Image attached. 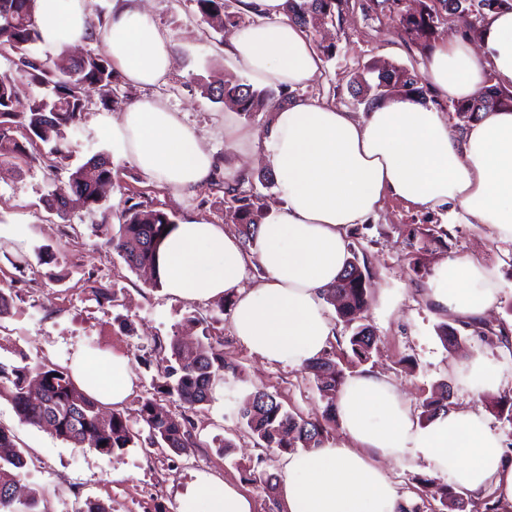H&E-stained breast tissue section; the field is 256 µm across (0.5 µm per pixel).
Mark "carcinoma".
I'll return each mask as SVG.
<instances>
[{
	"instance_id": "carcinoma-1",
	"label": "carcinoma",
	"mask_w": 512,
	"mask_h": 512,
	"mask_svg": "<svg viewBox=\"0 0 512 512\" xmlns=\"http://www.w3.org/2000/svg\"><path fill=\"white\" fill-rule=\"evenodd\" d=\"M34 2L0 0V55L12 57L14 64V72L0 75V165L21 169L39 161L56 169L71 157L67 132L78 128L88 109V88L104 91L101 104L108 109L119 101V74L106 53L91 52L72 62L64 48L54 58L34 54L31 46L41 40L34 18ZM192 2L200 22L216 33L242 20L239 0ZM372 2L398 21L410 37L434 34L445 16H453L466 29L475 30L493 11V5H498L500 10L512 9V0H486L483 10L472 8L471 0ZM348 8L349 0H286L285 16L310 35L322 24L343 18ZM18 78L48 90V94L34 98L23 112L15 107L14 88ZM356 84L362 94L360 103L367 111L394 96L425 101L420 87L422 75L413 68L373 65L356 77ZM203 88L212 101L245 115L260 111L264 98L272 93L270 89L259 90L231 80L216 85L207 83ZM504 105H512V91L492 84L471 101L454 104L452 108L476 120L481 113ZM19 129L25 131L27 142L38 141L47 151L30 153L14 135ZM67 173V180L48 194V210L62 220L77 208L101 211L99 228L105 233L112 232L109 238L112 250L132 269H156L157 250L167 235L165 229L174 228L176 221L144 201H134L132 196L118 212L102 208L101 190L112 183L114 172L112 163L101 153L67 169ZM211 186L223 193L232 219L242 224V244L245 250H250L258 241V226L264 216L263 196L254 190L252 179L247 176L230 180L218 175ZM369 299L370 275L354 256L346 261L336 285L328 291L327 301L334 306L338 320L352 329L348 348L351 363L356 366L370 360L376 343L370 327L353 326L363 318ZM156 345L170 348L174 364L152 382V389L156 394L174 398L180 407L177 414L161 407L155 399L147 398L137 417L132 419L122 411L107 410L100 401L83 392L68 370L46 365L32 368L23 362L0 361V399L10 401L21 422L46 427L76 448L89 447L116 454L145 440L151 447L181 453L196 446L194 415L210 401L213 386L229 374L236 375L239 365L224 358L222 342L207 334L197 341L190 360L183 355L177 332L169 344L158 340ZM304 370L326 402L322 418L309 419L294 413L276 395L257 387L238 405L237 414L258 447L290 454L298 448H318L327 440L331 425L336 423V395L346 379L344 367L336 361V353L328 351L308 362ZM34 385L41 393L36 401L29 399ZM450 405V387L440 383L423 401V413L433 417L448 410ZM145 429L148 436L144 439ZM26 465L27 459L15 443L14 435L0 428V512H45L44 490L31 488L23 497L13 496L25 475ZM250 476L268 490L271 512H282L277 478L256 468ZM423 488L439 502V512H464V499L453 487L425 479Z\"/></svg>"
}]
</instances>
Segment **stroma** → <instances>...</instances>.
Instances as JSON below:
<instances>
[{
    "label": "stroma",
    "instance_id": "obj_1",
    "mask_svg": "<svg viewBox=\"0 0 512 512\" xmlns=\"http://www.w3.org/2000/svg\"><path fill=\"white\" fill-rule=\"evenodd\" d=\"M343 21L324 25L318 37L334 43L336 53L323 59L315 80L300 95L336 105L360 118L365 114L354 93L353 80L363 68L393 64L426 72L428 49L422 38L408 37L389 17L370 10V0H351ZM154 21L166 29L178 50L168 84L161 93L168 106L204 135L219 160L222 173L232 178L240 167L259 174L260 159L238 155L224 141V104L211 101L202 86L219 80H238L224 62L227 33L201 24L192 0H144ZM89 108L78 131L71 133L72 165L91 155L112 151V135L100 116L119 117L124 104L103 108L101 92H87ZM112 188L106 202L120 208L127 196L144 193L152 206L183 219L196 215L223 225L238 235L222 193L202 187L180 195L144 176L132 163L116 158ZM67 178L66 171L45 165L17 170L0 166V225L26 227L23 243L0 238V288L10 289L13 303L0 317V359L25 354L30 365L65 366L80 348L110 349L126 354L137 388L124 404L136 416L152 379L169 364V351L156 349L155 338L179 332L184 346H194L203 330L224 341V355L240 366L238 377L226 378L211 402L195 417L197 446L175 455L149 446L127 449L115 456L90 448H76L50 431L22 423L12 404L0 399V427L8 429L22 448L26 485L44 488L48 512H82L87 500L110 503L112 512H178L179 497L207 473L243 492L254 512H267L269 501L261 484L250 481L252 467L283 475L285 454L256 447L237 415L238 403L254 388L276 394L290 411L306 418L320 417L325 402L303 370L266 364L252 355L232 332V305L216 301H185L165 288L154 287L150 271L130 269L113 252L99 229V212L79 210L61 220L44 199ZM445 230L443 243L427 238L428 230ZM349 249L365 263L371 277V297L364 322L377 344L370 369L386 376L409 399L414 414L433 387L448 382L454 406L480 405L491 416L506 446H512V422L498 413L497 403L512 399V385L473 396L464 390L454 368L475 356L487 357L512 371V349L483 337L482 328L460 326L451 314L429 306L425 292L436 267L450 258L469 256L496 267L501 284L498 303L485 317V326L498 329L512 323V243L495 238L480 224H453L446 213L420 210L393 198L385 199L375 218L349 233ZM114 294L106 301L104 293ZM203 319L200 327H186L188 317ZM456 328L461 344L447 348L439 336L441 325ZM232 449H225V442ZM398 495L419 504L420 512H437L439 504L426 496L420 481L429 472L422 459L387 467Z\"/></svg>",
    "mask_w": 512,
    "mask_h": 512
}]
</instances>
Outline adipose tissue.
I'll return each mask as SVG.
<instances>
[{"label":"adipose tissue","instance_id":"obj_1","mask_svg":"<svg viewBox=\"0 0 512 512\" xmlns=\"http://www.w3.org/2000/svg\"><path fill=\"white\" fill-rule=\"evenodd\" d=\"M285 0H239L248 18L227 41L234 70L258 84L295 92L308 86L322 61L311 40L284 15ZM88 0H35V20L50 46H79L90 28ZM100 37L123 80L137 87L166 82L173 42L141 0H112ZM512 87V10L487 15L478 45L462 38L435 45L427 79L434 102L395 98L362 119L335 105L304 101L276 109L264 133L224 115V140L242 155L261 153L281 200L259 227L256 288L243 276L249 257L223 225L185 217L163 241L157 270L165 288L187 301L234 299L232 331L252 354L301 368L336 336L325 299L348 257V232L392 197L418 208L445 210L450 220L489 225L512 240V108L481 113L457 136L437 101L469 99L487 77ZM112 145L147 177L180 194L214 179L212 151L194 127L161 99L136 101L112 122ZM496 272L470 257L442 262L428 300L441 313L476 323L496 305ZM69 368L77 386L111 407L133 394L126 354L78 349ZM472 394L512 383V373L483 357L461 369ZM341 441L288 456L278 489L284 512H398L402 503L385 468L422 458L455 488L492 487L512 505V458L481 406L454 408L419 421L405 396L380 373L349 376L336 396ZM178 512H253L234 486L199 475Z\"/></svg>","mask_w":512,"mask_h":512}]
</instances>
